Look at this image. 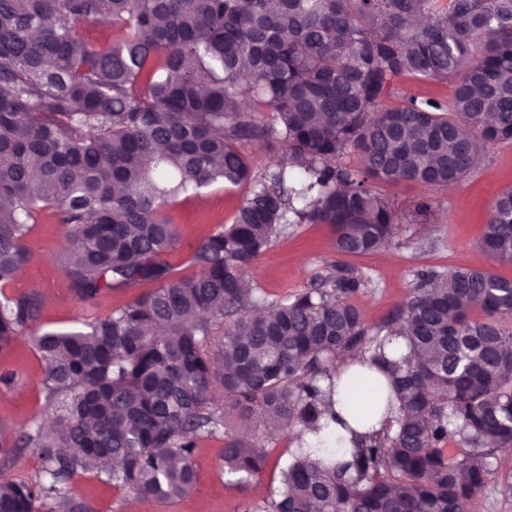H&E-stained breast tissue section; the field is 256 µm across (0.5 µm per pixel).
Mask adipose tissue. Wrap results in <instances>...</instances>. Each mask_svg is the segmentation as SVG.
<instances>
[{
	"mask_svg": "<svg viewBox=\"0 0 512 512\" xmlns=\"http://www.w3.org/2000/svg\"><path fill=\"white\" fill-rule=\"evenodd\" d=\"M338 366L334 408L344 425L337 428L336 437L341 448L349 449L386 422L400 419L402 412L399 405L377 403L376 388L385 379L379 371L363 366L360 355L342 356Z\"/></svg>",
	"mask_w": 512,
	"mask_h": 512,
	"instance_id": "1",
	"label": "adipose tissue"
}]
</instances>
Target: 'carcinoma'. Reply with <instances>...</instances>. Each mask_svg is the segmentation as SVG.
I'll list each match as a JSON object with an SVG mask.
<instances>
[{
  "label": "carcinoma",
  "instance_id": "carcinoma-1",
  "mask_svg": "<svg viewBox=\"0 0 512 512\" xmlns=\"http://www.w3.org/2000/svg\"><path fill=\"white\" fill-rule=\"evenodd\" d=\"M98 21L120 37L92 43ZM406 76L453 81L452 108L408 98L374 111ZM245 143L282 164L254 171ZM505 144L512 0H0V351L41 313L35 295L3 291L39 210L67 228L61 266L81 301L149 286L34 336L57 428L0 429L1 457L22 444L43 462L38 483L0 480V512H93L71 487L87 473L181 499L198 437L258 413L262 433L225 436L221 455L245 488L266 444L324 427L334 384L320 382L357 351L386 370L406 419L342 466L290 453L251 512H460L512 447V278L421 269L372 327L353 302L367 280L343 267L275 302L242 277L291 224L329 225L340 255L385 248L396 214L375 183L446 188ZM350 153L360 167L339 163ZM217 183L250 194L180 276L163 260L178 243L165 210ZM479 245L512 263L511 187Z\"/></svg>",
  "mask_w": 512,
  "mask_h": 512
}]
</instances>
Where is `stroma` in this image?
<instances>
[{"label":"stroma","mask_w":512,"mask_h":512,"mask_svg":"<svg viewBox=\"0 0 512 512\" xmlns=\"http://www.w3.org/2000/svg\"><path fill=\"white\" fill-rule=\"evenodd\" d=\"M452 83L419 82L408 77L396 81L395 96L386 107L398 105L402 96L434 99L444 105L453 102ZM512 187V146L491 150L480 166L465 180L448 188L433 189L418 184L381 186L390 198L398 218L392 242L384 249L363 256L338 257L334 235L324 224H297L281 235L259 256L245 274L246 280L268 300L299 293L325 277L334 261L368 279L367 290L354 302L368 325L386 318L409 293L414 273L423 267L459 266L494 268L512 278V265H496L478 246L490 206L497 194ZM248 186L216 184L201 195L181 197L167 208L170 221L179 232V243L167 254V261L180 274H192L189 258L201 239L221 225L231 223ZM424 199L435 204L428 219L415 217L414 208ZM67 229L56 217L41 213L26 239L31 253L23 272L10 286L12 293H33L41 302L40 317L21 333L7 350L0 352V372L15 373L11 385L0 384V427L20 433L41 422L52 425L42 379L45 364L34 343L35 333L66 330L79 322L103 316L132 297L128 291L102 295L96 307H86L69 286L57 258L66 245ZM223 429L203 435L195 450L198 482L188 497L174 502L143 500L139 512H250L256 500L264 498L278 484L280 464L286 463L293 446L291 433L269 443L270 464L247 491H239L232 475L224 473L218 456L224 446ZM493 482L480 494L483 512H512V449L499 451ZM75 491L94 512H127L129 499L104 475L78 478Z\"/></svg>","instance_id":"obj_1"}]
</instances>
